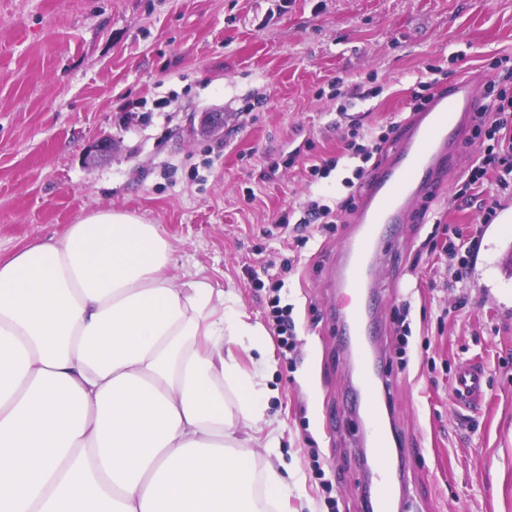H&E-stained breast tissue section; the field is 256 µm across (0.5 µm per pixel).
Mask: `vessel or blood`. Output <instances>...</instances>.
<instances>
[{
	"label": "vessel or blood",
	"mask_w": 512,
	"mask_h": 512,
	"mask_svg": "<svg viewBox=\"0 0 512 512\" xmlns=\"http://www.w3.org/2000/svg\"><path fill=\"white\" fill-rule=\"evenodd\" d=\"M480 96V84L462 79L436 91L425 109L410 114L397 140L368 174L340 248L341 257L328 269L335 288L349 297L350 305L340 313L337 333L345 337L348 356L361 370L366 420L375 459L381 464L394 450L382 428L374 397L379 394L391 400L394 390L379 369L371 341L380 305L372 287L378 255L395 246L392 228L413 217L415 204L434 193L448 171L457 167L459 147L475 124ZM485 387L482 367L468 365L455 378V399L465 407L478 405ZM395 493L392 475L380 471L370 512H392Z\"/></svg>",
	"instance_id": "1"
}]
</instances>
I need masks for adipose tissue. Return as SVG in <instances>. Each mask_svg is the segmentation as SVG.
Listing matches in <instances>:
<instances>
[{
  "instance_id": "ef3b65f1",
  "label": "adipose tissue",
  "mask_w": 512,
  "mask_h": 512,
  "mask_svg": "<svg viewBox=\"0 0 512 512\" xmlns=\"http://www.w3.org/2000/svg\"><path fill=\"white\" fill-rule=\"evenodd\" d=\"M159 225L97 209L0 262V512H266L288 482L247 447L256 383L206 275Z\"/></svg>"
}]
</instances>
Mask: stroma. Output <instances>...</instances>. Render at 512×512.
<instances>
[{
    "label": "stroma",
    "instance_id": "1",
    "mask_svg": "<svg viewBox=\"0 0 512 512\" xmlns=\"http://www.w3.org/2000/svg\"><path fill=\"white\" fill-rule=\"evenodd\" d=\"M502 56L512 0H0V261L91 210L159 225L178 273L213 277L237 317L268 331L264 352L238 361L279 428L287 512H363L373 451L350 407L361 375L336 334L345 298L327 280L346 226L315 224L305 245L288 244L304 205L352 192L358 162L342 156L333 82L364 94L361 120L380 134L427 66L449 84L485 83ZM206 112L223 113L222 132L201 133ZM297 147L294 164L269 171ZM333 157L327 177L310 176ZM467 175L451 172L425 217L399 227L379 269L386 426L407 466L392 512H512V267L486 237L451 284L436 229L467 237L481 223L479 201L457 198ZM275 296L295 323L289 350L270 332ZM473 361L487 387L470 410L452 381Z\"/></svg>",
    "mask_w": 512,
    "mask_h": 512
}]
</instances>
